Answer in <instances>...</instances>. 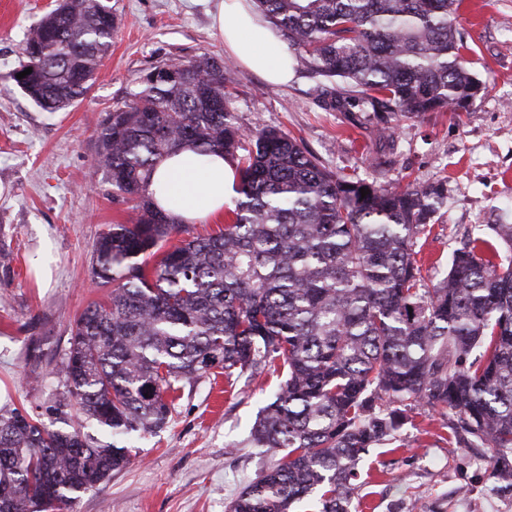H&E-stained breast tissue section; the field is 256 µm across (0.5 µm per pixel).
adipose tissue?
I'll return each instance as SVG.
<instances>
[{
	"label": "adipose tissue",
	"mask_w": 512,
	"mask_h": 512,
	"mask_svg": "<svg viewBox=\"0 0 512 512\" xmlns=\"http://www.w3.org/2000/svg\"><path fill=\"white\" fill-rule=\"evenodd\" d=\"M213 26L225 48L246 69L282 84L290 78L288 52L269 24L252 10L249 0H222ZM238 176L218 153L189 151L165 157L153 176L156 205L185 224L202 223L223 214L235 194Z\"/></svg>",
	"instance_id": "ef3b65f1"
}]
</instances>
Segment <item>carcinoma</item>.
Wrapping results in <instances>:
<instances>
[{"mask_svg":"<svg viewBox=\"0 0 512 512\" xmlns=\"http://www.w3.org/2000/svg\"><path fill=\"white\" fill-rule=\"evenodd\" d=\"M338 112L391 122L467 103L460 0H255ZM116 26L104 0H59L10 79L48 112L93 84ZM233 70L207 53L151 66L102 119L98 164L129 224L93 244L92 280L112 286L72 324L48 420L0 408V512H60L130 462L125 442L170 421L167 397L213 368L281 381L249 444L277 458L227 512H350L362 455L397 441L408 417L441 410L458 445L493 449L512 477V224L467 234L425 282L414 246L446 197L340 176L277 129L230 119ZM219 152L239 176L224 228L189 234L155 205L161 159ZM369 190L361 196L360 189Z\"/></svg>","mask_w":512,"mask_h":512,"instance_id":"1","label":"carcinoma"}]
</instances>
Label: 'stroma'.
Returning <instances> with one entry per match:
<instances>
[{"instance_id": "stroma-1", "label": "stroma", "mask_w": 512, "mask_h": 512, "mask_svg": "<svg viewBox=\"0 0 512 512\" xmlns=\"http://www.w3.org/2000/svg\"><path fill=\"white\" fill-rule=\"evenodd\" d=\"M117 16L112 47L86 96L49 113L8 78L19 69L28 29L56 0H0V407L42 413L58 378L25 361L31 341L62 356L70 325L107 291L90 280L92 245L127 223L98 167V126L156 61L228 54L212 26L220 0H108ZM460 51L481 90L467 112H432L398 122L385 142L326 107L296 69L285 86L234 65L231 120L246 130L277 128L325 166L396 186L446 181L448 198L417 243L425 279H439L466 230L512 224V0H462ZM278 384L264 373L227 380L215 368L184 385L159 433L134 437L126 468L84 493L70 512H225L269 462L246 439ZM491 451L449 440L437 412L414 410L398 447L360 460L351 512H512V479L490 474Z\"/></svg>"}]
</instances>
